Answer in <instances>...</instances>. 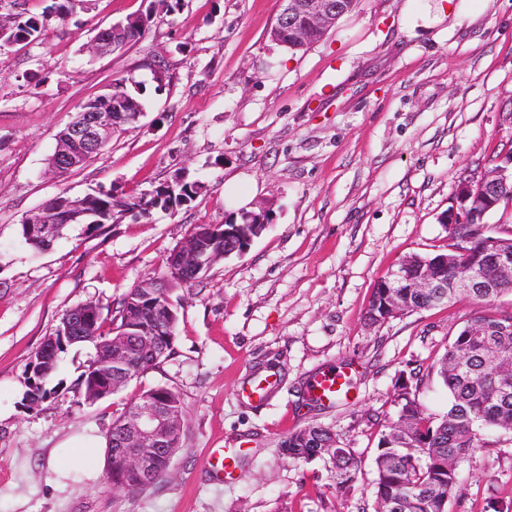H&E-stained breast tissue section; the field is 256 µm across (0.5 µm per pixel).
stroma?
I'll return each mask as SVG.
<instances>
[{
    "instance_id": "35a3bbf8",
    "label": "stroma",
    "mask_w": 512,
    "mask_h": 512,
    "mask_svg": "<svg viewBox=\"0 0 512 512\" xmlns=\"http://www.w3.org/2000/svg\"><path fill=\"white\" fill-rule=\"evenodd\" d=\"M151 0H93L40 41L0 47V512H375L373 459L396 415L394 385L418 370L427 412L448 408L434 366L450 332L512 311L461 297L369 324L379 280L405 257L448 249L440 218L460 182L478 180L512 144V0H355L319 42L293 51L269 31L279 0H179L124 51L91 56L98 29ZM145 58L168 76L157 86ZM120 72L142 83L145 114L66 177L47 168L79 105ZM201 182L193 202L99 232L73 224L46 250L18 234L61 191H151L178 169ZM265 206L268 230L201 283L172 294L174 356L100 401L73 382L95 349L67 346L51 398L24 405L26 368L61 314L86 302L111 319L122 295L161 274L199 224ZM352 365L351 396L309 401L306 385ZM266 379L260 407L244 386ZM177 392L185 416L173 473L130 494L90 461L54 470L55 450L112 423L148 390ZM322 425L363 461L337 491L329 459L296 462L281 442ZM246 448L234 481L211 466ZM512 504V432L488 434L460 465L448 512Z\"/></svg>"
}]
</instances>
